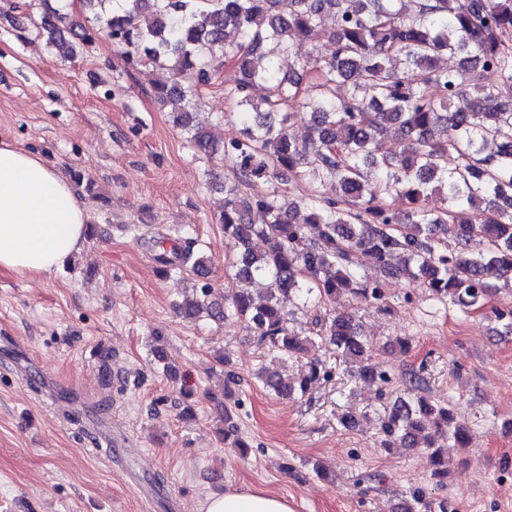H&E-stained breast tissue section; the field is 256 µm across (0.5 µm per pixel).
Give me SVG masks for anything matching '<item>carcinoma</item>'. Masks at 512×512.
<instances>
[{
	"label": "carcinoma",
	"instance_id": "carcinoma-1",
	"mask_svg": "<svg viewBox=\"0 0 512 512\" xmlns=\"http://www.w3.org/2000/svg\"><path fill=\"white\" fill-rule=\"evenodd\" d=\"M87 0L99 6L95 29L125 49L134 66H159L169 80L157 83L152 95L171 107L174 121L196 151L215 152L207 132L194 124L191 104L199 87L229 66L225 98L233 101L243 121L242 135L224 145L234 179L224 182V210L218 223L237 250L236 291L211 299L209 283L195 287L181 313L196 318L244 322L259 346L284 357H298L312 339L289 326L291 308L310 301L331 300L350 292L365 302L385 301L381 280L359 282L354 269L358 253L370 255L386 276L421 281L438 299H449L465 311H479L490 292L483 273L498 270L512 286V0H415L408 16L401 0ZM333 16V52L319 61L312 86L301 87L298 72H280L275 55L291 54L298 42ZM53 9L44 16L47 44L66 60L74 53L63 29L87 43L90 29ZM403 56L400 69L388 66ZM458 58L462 68L493 70L497 83L463 87L457 71L440 64ZM269 87L256 102L251 90ZM310 109L312 137L293 139L288 107ZM392 138L398 149L378 152ZM493 142L496 151L486 155ZM460 163L448 169V154ZM309 166L321 175L324 191L304 203L305 223L293 221L277 191H257L288 172ZM399 193L406 201L407 221L382 203ZM443 195L450 207L441 213L426 201ZM486 204L480 224L458 223L456 208ZM308 224L320 225L316 240ZM480 236L486 252L469 245ZM262 238L268 250L256 254L252 240ZM159 273L198 274L213 259L186 236L170 249L154 254ZM258 280L273 285L259 298L244 288ZM318 337L336 356L356 368L361 378L389 381L383 363L374 360L373 342L355 315L335 314L320 320ZM331 375L317 358L299 377L288 381L277 373L264 377L266 387L290 397L305 394ZM224 408V439L248 454L250 444L231 424ZM386 448L402 445L426 450L432 476H448V456L439 441L466 448L470 431L453 424L449 404L424 396L396 397L379 417ZM404 512H431L426 491L415 487Z\"/></svg>",
	"mask_w": 512,
	"mask_h": 512
}]
</instances>
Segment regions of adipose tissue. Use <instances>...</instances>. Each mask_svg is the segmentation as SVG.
Here are the masks:
<instances>
[{
	"mask_svg": "<svg viewBox=\"0 0 512 512\" xmlns=\"http://www.w3.org/2000/svg\"><path fill=\"white\" fill-rule=\"evenodd\" d=\"M88 215L70 181L37 153L0 140V269L54 275L78 252ZM199 512H294L262 490L210 495Z\"/></svg>",
	"mask_w": 512,
	"mask_h": 512,
	"instance_id": "obj_1",
	"label": "adipose tissue"
}]
</instances>
